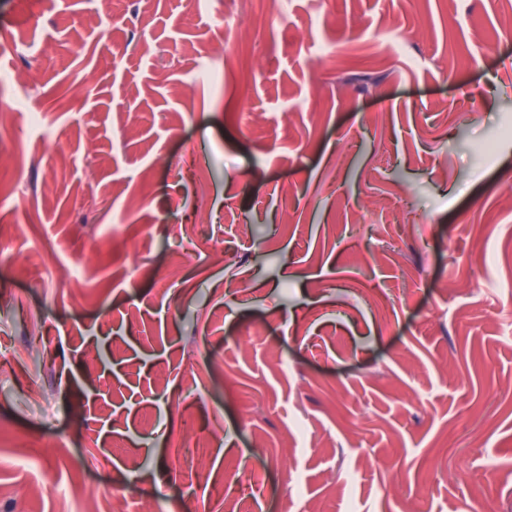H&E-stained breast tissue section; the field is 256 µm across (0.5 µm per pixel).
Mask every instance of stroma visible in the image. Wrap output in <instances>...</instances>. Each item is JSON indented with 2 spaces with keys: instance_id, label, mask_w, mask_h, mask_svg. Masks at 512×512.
Masks as SVG:
<instances>
[{
  "instance_id": "stroma-1",
  "label": "stroma",
  "mask_w": 512,
  "mask_h": 512,
  "mask_svg": "<svg viewBox=\"0 0 512 512\" xmlns=\"http://www.w3.org/2000/svg\"><path fill=\"white\" fill-rule=\"evenodd\" d=\"M111 11L0 0V512H512V0ZM56 493L66 497H75L78 495L87 496L96 500L98 497H124V495L112 485L93 488L88 485L83 470H77L71 474L69 482L63 487L56 489Z\"/></svg>"
}]
</instances>
